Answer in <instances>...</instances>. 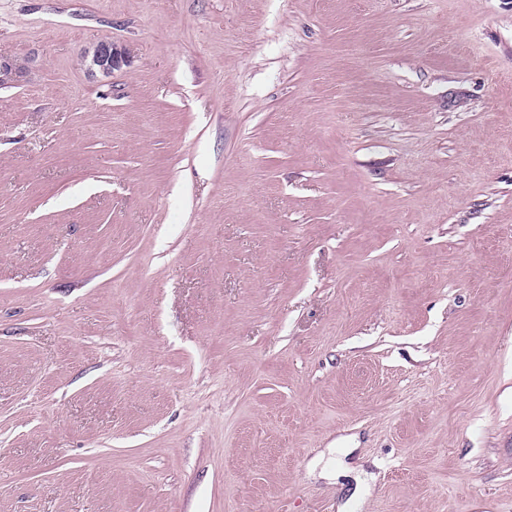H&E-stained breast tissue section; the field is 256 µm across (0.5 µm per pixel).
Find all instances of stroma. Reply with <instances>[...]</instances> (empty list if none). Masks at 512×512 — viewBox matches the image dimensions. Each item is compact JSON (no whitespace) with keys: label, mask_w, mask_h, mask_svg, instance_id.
Returning a JSON list of instances; mask_svg holds the SVG:
<instances>
[{"label":"stroma","mask_w":512,"mask_h":512,"mask_svg":"<svg viewBox=\"0 0 512 512\" xmlns=\"http://www.w3.org/2000/svg\"><path fill=\"white\" fill-rule=\"evenodd\" d=\"M0 59V512H512V0H0ZM84 66L92 74L99 72L103 77H110L112 72L128 63L129 52L125 47L112 41H102L82 54Z\"/></svg>","instance_id":"stroma-1"}]
</instances>
